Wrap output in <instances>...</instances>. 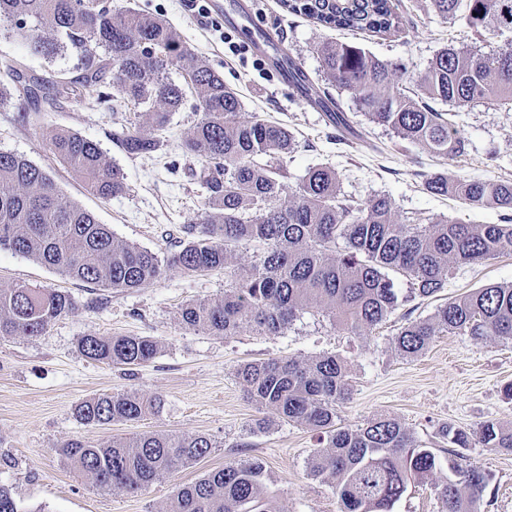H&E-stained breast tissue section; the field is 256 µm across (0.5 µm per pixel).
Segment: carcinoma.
<instances>
[{"label": "carcinoma", "mask_w": 512, "mask_h": 512, "mask_svg": "<svg viewBox=\"0 0 512 512\" xmlns=\"http://www.w3.org/2000/svg\"><path fill=\"white\" fill-rule=\"evenodd\" d=\"M443 19L465 14L469 25L512 29V0H430ZM288 11L325 28L386 36L401 30L391 0H283ZM0 24L20 32L30 51L45 59L69 56L74 70L29 74L17 61H0L9 82L0 84V108L17 107L22 118L46 112L87 90L109 86L112 99L145 107L142 122L113 138L132 156L161 149L159 136L187 94L200 118L184 139L185 151L202 163L207 190L196 221L182 226L180 249L162 260L149 250L117 241L108 225L63 198L52 176L27 158L0 151V250L22 254L59 275L112 289L150 285L168 267L187 273L224 270L231 286L220 300H196L179 312L183 326L224 336L244 328L279 335L306 314L325 311L332 324L364 336L389 314L416 299L436 296L454 263H477L512 254V215L501 224L440 220L403 224L390 200L359 205L340 196L336 171H308L283 198L281 168L263 158L288 153L293 137L257 116L240 118L242 102L224 76L188 47L163 19L134 7L114 10L103 0H0ZM322 66L329 83L355 94L360 111L402 140L448 160L466 152L465 139L435 104L458 107L512 101V50L484 56L448 46L431 61L409 96L395 79L397 66L350 44L324 43ZM178 71L184 82L169 79ZM48 151L85 188L102 199L121 193L122 169L100 144L68 130H51ZM437 194L468 205L512 212V180L469 181L441 175L426 179ZM259 243L248 266H233L235 251ZM72 307L70 297L48 288L0 289V337L39 336ZM512 340V285H490L448 300L427 319L404 324L394 337L406 356L423 353L443 333ZM80 353L95 362L132 370L159 351L150 336H82ZM257 409L275 410L318 433L310 473L334 479L340 512H394L411 484L423 480L440 458L394 418L336 425V407L350 400L344 361L321 356L247 364L238 370ZM159 401L137 391L101 394L81 401L75 415L85 425L135 422L156 412ZM439 435L456 448L512 452V427L485 422L474 429L451 424ZM216 447L204 435L141 433L97 446L82 438L57 445L58 454L104 489L138 492L162 474L205 458ZM448 481L436 488L444 512H479L492 475L450 451ZM265 470L257 460H233L178 488L167 512H267L262 508Z\"/></svg>", "instance_id": "1"}]
</instances>
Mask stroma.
Returning <instances> with one entry per match:
<instances>
[{
	"mask_svg": "<svg viewBox=\"0 0 512 512\" xmlns=\"http://www.w3.org/2000/svg\"><path fill=\"white\" fill-rule=\"evenodd\" d=\"M253 3V23L275 32L287 55L338 102L348 131H336L323 113L280 84L263 57L250 52L227 55L219 32L210 19L198 15L191 0H112L115 8L130 5L169 22L236 89L242 119L258 116L292 133L295 146L284 160L288 192H295L310 168L327 166L335 170L347 198L364 204L387 196L401 218L501 223L502 211L434 194L424 181L435 174L475 181L512 179V101L443 105L466 141L462 157L446 160L421 146L400 143L391 130L359 111L351 93L327 86L317 49L325 42L359 46L400 65L397 78L406 84L423 75L444 46L492 56L512 48V30L487 34L462 17L440 18L429 0H393L403 28L389 37L321 27L288 12L282 0ZM195 105L194 98H187L171 114L163 149L149 157L128 155L112 140L113 129L138 123V113L111 107L93 93L43 113L35 122L0 112V150L23 155L46 170L66 199L109 225L116 239L164 257L175 251L182 225L195 219L206 195L199 178L202 164L183 148L199 118ZM46 128L68 129L98 141L124 171L125 191L106 200L87 194L46 149ZM20 284L56 289L73 301L71 311L42 335L0 339V484L11 490L24 512H164L177 486L238 459L263 464L269 512H340L333 480L309 471L316 432L282 420L275 410L256 409L237 378L238 368L250 362L338 356L347 365L353 390L351 401L337 410L338 425H361L387 415L442 458L449 449L439 436L445 424L464 429L484 422L512 426V401L502 392L512 382V341L447 333L437 336L424 353L406 357L393 342L404 324L399 310L367 336L348 335L325 317L308 314L277 336L245 329L225 338L185 328L178 319L188 301L223 297V271L188 275L170 267L154 284L120 291L62 277L28 257L0 251V288ZM490 284H512V254L453 266L446 288L438 297L415 302L411 316L430 318L446 299ZM121 335L153 337L159 343L157 356L129 373L91 361L78 350L80 337ZM126 391L159 396V411L138 422L104 426H86L76 419L79 402ZM261 416L266 428L251 433L252 422ZM146 431L205 435L216 447L198 463L163 475L136 493L99 489L56 451L61 441L76 436L105 445ZM465 454L492 475L480 512H512V453L478 446ZM447 479V467H438L409 488L394 512H443L435 487Z\"/></svg>",
	"mask_w": 512,
	"mask_h": 512,
	"instance_id": "stroma-1",
	"label": "stroma"
}]
</instances>
